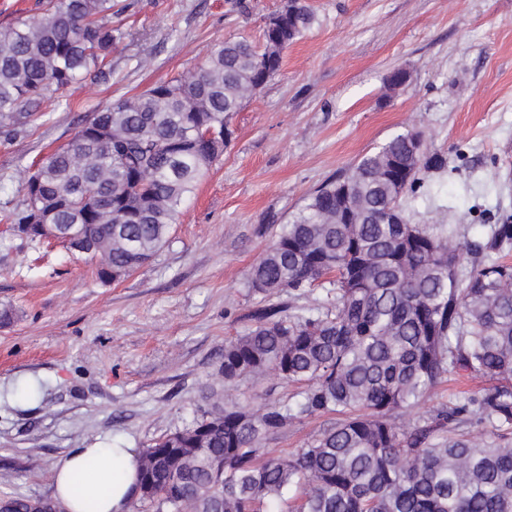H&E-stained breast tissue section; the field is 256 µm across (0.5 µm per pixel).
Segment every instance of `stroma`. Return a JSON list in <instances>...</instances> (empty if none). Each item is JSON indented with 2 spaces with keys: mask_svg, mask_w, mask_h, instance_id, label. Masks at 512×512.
<instances>
[{
  "mask_svg": "<svg viewBox=\"0 0 512 512\" xmlns=\"http://www.w3.org/2000/svg\"><path fill=\"white\" fill-rule=\"evenodd\" d=\"M284 0H113L125 31L105 66L54 94L23 132L0 133V211L19 206V173L68 143L113 101L196 69L225 39L262 42ZM315 22L280 72L233 114L224 152L185 201L165 244L112 281L56 241L0 222V497L49 498L52 466L71 448H146L210 409L291 403L302 387L270 375L225 381L226 340L256 313L308 315L325 297L262 294L251 267L327 180L394 135L421 134L444 169L404 194L408 223L465 242L512 224V0H304ZM409 76L399 89L392 72ZM483 379L450 374L413 418L463 402ZM337 420L303 417L262 440L286 456Z\"/></svg>",
  "mask_w": 512,
  "mask_h": 512,
  "instance_id": "stroma-1",
  "label": "stroma"
}]
</instances>
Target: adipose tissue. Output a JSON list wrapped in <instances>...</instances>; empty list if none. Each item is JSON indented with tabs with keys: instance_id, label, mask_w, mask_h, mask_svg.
Here are the masks:
<instances>
[{
	"instance_id": "adipose-tissue-1",
	"label": "adipose tissue",
	"mask_w": 512,
	"mask_h": 512,
	"mask_svg": "<svg viewBox=\"0 0 512 512\" xmlns=\"http://www.w3.org/2000/svg\"><path fill=\"white\" fill-rule=\"evenodd\" d=\"M138 458L133 448L69 449L53 464V497L67 512H127Z\"/></svg>"
}]
</instances>
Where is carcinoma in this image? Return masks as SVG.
Returning a JSON list of instances; mask_svg holds the SVG:
<instances>
[{
	"label": "carcinoma",
	"mask_w": 512,
	"mask_h": 512,
	"mask_svg": "<svg viewBox=\"0 0 512 512\" xmlns=\"http://www.w3.org/2000/svg\"><path fill=\"white\" fill-rule=\"evenodd\" d=\"M276 31L260 47L211 46L193 72L117 100L64 147L21 171L22 206L0 215L30 239L29 220L81 224L96 243L98 275L117 280L166 241L184 201L224 151L197 140L223 133L282 66L283 51L315 17L284 0ZM112 0H49L46 13L0 29V126L14 132L47 97L91 76L122 34ZM416 133L393 136L348 173L312 193L249 272L258 293L301 290L331 275L317 315L261 312L245 335L224 343L227 382L274 373L305 385L294 404L211 410L140 454L139 498L154 512H512V224L477 244L445 228L385 224L399 191L422 186L441 158L411 162L398 185L388 169ZM488 385L430 418L400 422L449 374ZM345 419L295 453L264 457L260 441L302 416ZM471 413L491 433L459 431ZM14 512H65L52 499L13 498Z\"/></svg>",
	"instance_id": "carcinoma-1"
}]
</instances>
